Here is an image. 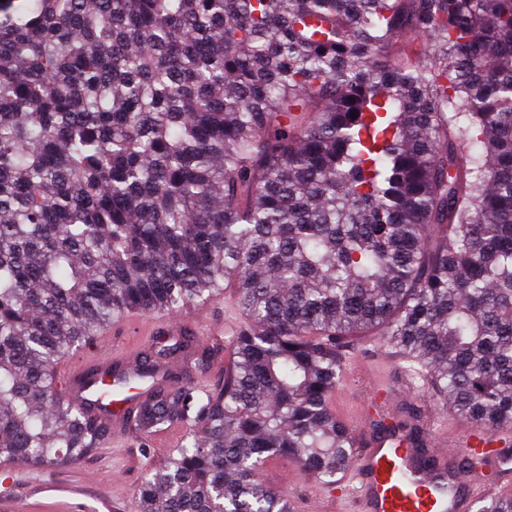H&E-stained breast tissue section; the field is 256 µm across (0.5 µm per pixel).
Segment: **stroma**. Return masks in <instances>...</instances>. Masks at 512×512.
I'll return each mask as SVG.
<instances>
[{"mask_svg": "<svg viewBox=\"0 0 512 512\" xmlns=\"http://www.w3.org/2000/svg\"><path fill=\"white\" fill-rule=\"evenodd\" d=\"M212 313L213 335L161 336L152 344L156 350L173 347L168 363L178 368L189 382L199 385L211 386L224 380L221 331L224 321L234 313L230 295L215 300ZM203 354L208 361L201 368L197 360ZM343 354L351 361L365 360L373 377L388 379L397 385L400 416L418 411L428 427L452 435L469 429V422L446 411L426 385L420 383L410 389L403 388L401 374L408 364L388 349L370 342L363 348L346 347ZM167 458V449L142 444L134 430L116 431L107 444L70 466L35 469L26 465L18 469L14 464L0 463V496L13 497L18 512H55L54 502L58 499L74 504L76 512H136V491L144 471L162 467Z\"/></svg>", "mask_w": 512, "mask_h": 512, "instance_id": "stroma-1", "label": "stroma"}]
</instances>
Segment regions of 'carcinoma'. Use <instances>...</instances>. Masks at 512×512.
I'll return each mask as SVG.
<instances>
[{
	"label": "carcinoma",
	"mask_w": 512,
	"mask_h": 512,
	"mask_svg": "<svg viewBox=\"0 0 512 512\" xmlns=\"http://www.w3.org/2000/svg\"><path fill=\"white\" fill-rule=\"evenodd\" d=\"M226 283L224 382L136 415L185 428L137 512H291L274 459L337 487L341 349L368 333L511 430L512 0H0V461L98 448L59 364Z\"/></svg>",
	"instance_id": "obj_1"
}]
</instances>
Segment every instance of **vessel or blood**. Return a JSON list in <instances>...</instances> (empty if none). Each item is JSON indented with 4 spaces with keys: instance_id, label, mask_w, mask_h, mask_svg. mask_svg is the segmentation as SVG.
<instances>
[{
    "instance_id": "obj_1",
    "label": "vessel or blood",
    "mask_w": 512,
    "mask_h": 512,
    "mask_svg": "<svg viewBox=\"0 0 512 512\" xmlns=\"http://www.w3.org/2000/svg\"><path fill=\"white\" fill-rule=\"evenodd\" d=\"M185 335L176 315L156 313L145 317L133 314L114 321L111 329L96 341L95 347L80 365L81 373L113 370L114 374H134L137 354L112 351L123 336H138L152 342L159 333ZM169 365L159 364L153 378L141 388L112 400L102 399L98 384H79L75 395L95 404L103 420L120 425L128 420L138 403L170 374ZM346 422L357 434L362 448L342 479L343 495L316 493V512H470L474 502L490 490L488 473H512V464L497 455H489L485 467L461 470L450 465L448 441L443 437L430 442L432 462L421 466L417 450L399 431L373 433L372 411L361 407Z\"/></svg>"
}]
</instances>
